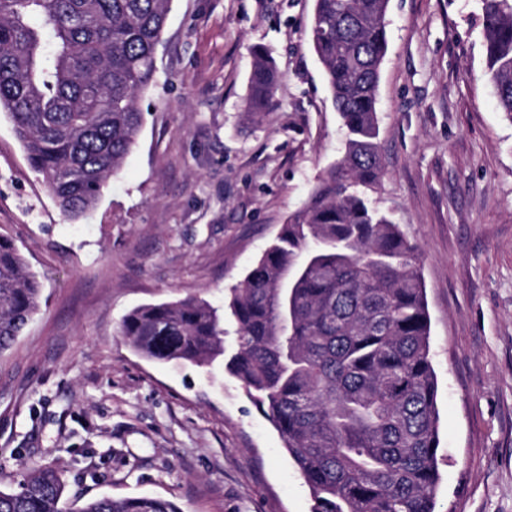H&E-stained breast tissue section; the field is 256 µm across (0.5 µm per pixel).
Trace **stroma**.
<instances>
[{
  "mask_svg": "<svg viewBox=\"0 0 512 512\" xmlns=\"http://www.w3.org/2000/svg\"><path fill=\"white\" fill-rule=\"evenodd\" d=\"M314 0H173L136 146L70 221L0 114V235L42 283L0 355V489L29 467L69 493L180 512H311L274 426L220 367L158 363L118 334L133 308L223 307L341 155ZM375 204L417 246L438 381L436 512H512V120L485 77L480 0H389ZM282 77L243 110L252 48Z\"/></svg>",
  "mask_w": 512,
  "mask_h": 512,
  "instance_id": "35a3bbf8",
  "label": "stroma"
}]
</instances>
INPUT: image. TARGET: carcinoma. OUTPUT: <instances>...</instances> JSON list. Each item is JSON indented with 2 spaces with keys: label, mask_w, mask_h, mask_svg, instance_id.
<instances>
[{
  "label": "carcinoma",
  "mask_w": 512,
  "mask_h": 512,
  "mask_svg": "<svg viewBox=\"0 0 512 512\" xmlns=\"http://www.w3.org/2000/svg\"><path fill=\"white\" fill-rule=\"evenodd\" d=\"M389 0H315L309 35L345 130L344 153L282 225L224 308L145 304L119 333L141 356L225 369L273 424L311 512H435L437 377L417 247L366 190L379 184L377 86ZM171 0H0V114L66 216L94 209L142 126ZM486 78L512 120V0H481ZM245 112L272 110L280 74L252 50ZM298 275L282 288L288 271ZM41 283L0 236V353L40 312ZM54 469L0 490V512H178L152 497L73 509Z\"/></svg>",
  "instance_id": "obj_1"
}]
</instances>
